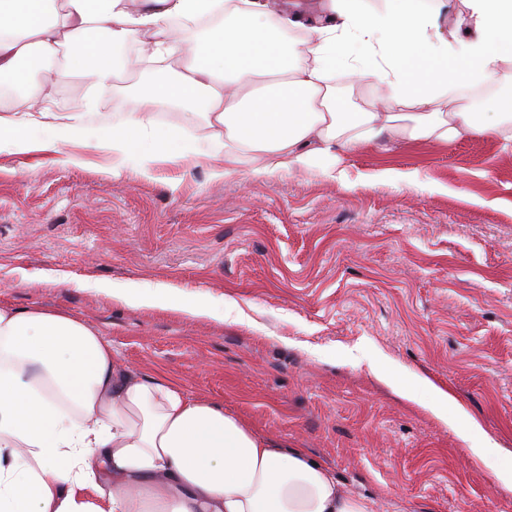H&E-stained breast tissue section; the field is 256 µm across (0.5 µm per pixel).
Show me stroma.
<instances>
[{"label":"stroma","instance_id":"1","mask_svg":"<svg viewBox=\"0 0 512 512\" xmlns=\"http://www.w3.org/2000/svg\"><path fill=\"white\" fill-rule=\"evenodd\" d=\"M82 69L35 74L52 111L112 122L135 95ZM0 152V305L59 310L124 364L222 404L271 441L304 448L374 512H512V143L364 146L342 179L317 171L214 180L207 163L113 176L94 144ZM386 169L416 174L408 187ZM166 303L128 306L95 283ZM225 301L223 321L180 302ZM428 378L457 408L440 418ZM425 389L430 396V405L432 409L443 418L448 416V405L453 404V399L448 392L433 386L430 381L424 377H416L412 385L406 386V395L412 396L416 389Z\"/></svg>","mask_w":512,"mask_h":512}]
</instances>
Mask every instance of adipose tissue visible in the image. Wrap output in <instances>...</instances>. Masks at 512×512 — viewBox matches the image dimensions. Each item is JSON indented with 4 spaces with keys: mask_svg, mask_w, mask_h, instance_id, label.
I'll list each match as a JSON object with an SVG mask.
<instances>
[{
    "mask_svg": "<svg viewBox=\"0 0 512 512\" xmlns=\"http://www.w3.org/2000/svg\"><path fill=\"white\" fill-rule=\"evenodd\" d=\"M330 0L303 17L277 0H0V94L27 90L31 66L85 70L104 87L107 61L137 43L155 78L132 109L90 126L85 113L0 103V151L62 152L90 140L113 175L163 160L207 162L214 177L331 174L364 145L512 141V96L472 112L460 82L487 85L512 62V0ZM174 21L186 42L137 41ZM464 47L463 66L448 48ZM387 86L342 111L336 85ZM198 115L210 133L185 150L158 104ZM109 474L100 482L101 474ZM0 512H373L302 448L276 445L223 406L122 365L77 318L0 306Z\"/></svg>",
    "mask_w": 512,
    "mask_h": 512,
    "instance_id": "ef3b65f1",
    "label": "adipose tissue"
}]
</instances>
